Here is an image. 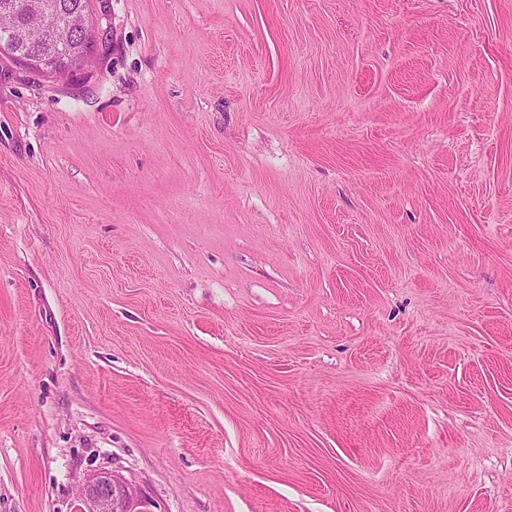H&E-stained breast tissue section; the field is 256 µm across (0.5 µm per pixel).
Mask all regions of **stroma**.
Returning a JSON list of instances; mask_svg holds the SVG:
<instances>
[{"label":"stroma","mask_w":512,"mask_h":512,"mask_svg":"<svg viewBox=\"0 0 512 512\" xmlns=\"http://www.w3.org/2000/svg\"><path fill=\"white\" fill-rule=\"evenodd\" d=\"M0 54V512H512V0H90ZM82 16L81 29L72 31L68 21L57 25L48 34H46L43 40L38 43L40 46V53L31 57V59L40 67L46 70H54L58 68L62 62L60 56L61 51L69 42L71 37L85 39L92 30V24L90 23L89 17L85 10L80 12ZM3 36H2V47H10L13 44H30L27 40L24 39L22 36L21 29H7L3 30ZM38 49L36 46L30 45H23V46H15L10 47L9 49L5 50L1 54H7L11 58H13L16 61L23 62L22 59L32 56ZM139 485L111 470L87 477L77 495L74 512H154Z\"/></svg>","instance_id":"obj_1"}]
</instances>
